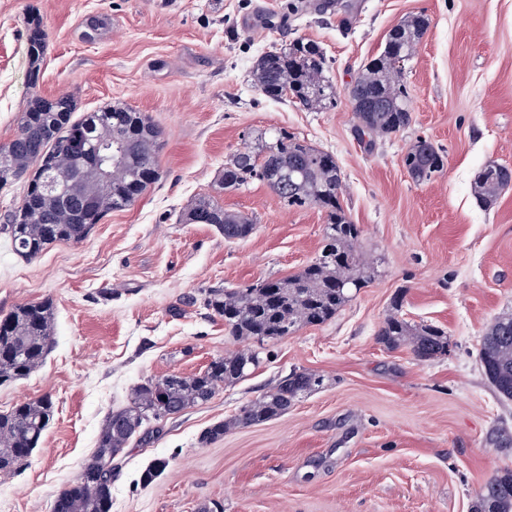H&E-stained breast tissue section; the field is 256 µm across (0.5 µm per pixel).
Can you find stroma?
<instances>
[{"instance_id":"35a3bbf8","label":"stroma","mask_w":512,"mask_h":512,"mask_svg":"<svg viewBox=\"0 0 512 512\" xmlns=\"http://www.w3.org/2000/svg\"><path fill=\"white\" fill-rule=\"evenodd\" d=\"M0 0V144L17 131L31 91L72 95L79 112L125 104L162 132L157 181L108 213L79 243L16 256L0 236V316L50 301L54 346L27 378L0 386V412L52 396L54 418L29 461L0 473V512H52L79 476L112 409L133 386L190 376L247 347L261 362L205 404L132 441L112 484V512H471L481 485L512 466V401L497 398L478 361L486 326L512 313V188L486 207L472 183L487 163L512 168V0ZM428 27L403 66L412 123L365 149L347 87L410 16ZM47 33L30 87L26 22ZM105 18L93 40L88 17ZM302 37L318 43L336 106L309 111L255 88L258 56ZM284 128L330 152L340 203L380 275L334 318L256 345L230 336L203 304L208 289L297 273L319 253L324 211L284 206L266 184L220 187L225 162ZM424 138L445 168L412 179L407 148ZM202 197L253 219L226 242L177 217ZM448 336V355L418 360L378 331L392 311ZM323 378L288 413L200 445L290 371ZM170 464L151 484L155 458Z\"/></svg>"}]
</instances>
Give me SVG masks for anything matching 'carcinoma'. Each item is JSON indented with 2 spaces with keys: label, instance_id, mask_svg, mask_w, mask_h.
<instances>
[{
  "label": "carcinoma",
  "instance_id": "1",
  "mask_svg": "<svg viewBox=\"0 0 512 512\" xmlns=\"http://www.w3.org/2000/svg\"><path fill=\"white\" fill-rule=\"evenodd\" d=\"M48 34L40 19L27 21L26 41L30 61L29 81L40 80L41 61ZM417 43L395 56L391 45L370 61L355 77L356 90L383 89L384 102L362 112L354 109L358 137L369 146L410 125L409 92L402 79L401 58L411 57ZM326 57L315 42L297 38L263 53L252 70L255 88L273 100H291L307 110L327 109L336 104V89L325 79ZM74 100L63 95L53 100L33 92L18 115L17 133L0 146L8 152V166L0 183L29 176L19 204L0 217V233L11 251L27 260L57 242L78 243L87 238L94 224L109 212L133 205L158 178V153L162 132L149 116L123 105H107L109 114L99 126L94 146L112 156L126 176L103 189L85 178L81 165L61 160L68 155L84 118H74ZM404 165L417 182L431 180L445 167L443 151L432 144H414L404 156ZM72 181L77 189L70 205H60L39 194L40 180L49 168ZM488 163L473 182L475 198L492 205L509 186ZM293 173V183L281 187L268 183L285 205L325 211L328 224L320 253L298 274L265 279L248 288H211L204 305L224 318L231 335L258 342L278 340L296 329L319 326L332 319L353 297L352 286L365 288L378 277V264L357 250L358 225L345 214L340 201V168L333 154L317 149L282 128L266 132L258 150L241 151L224 163L222 185L236 190L261 179V173ZM181 224H211L234 242L252 233L253 221L242 214L224 211L212 199L197 200L182 216ZM53 310L46 302L32 303L0 317V384L20 380L39 368L50 351ZM378 340L389 349L411 348L420 361L448 356V336L429 323L412 324L398 312L384 320ZM481 371L503 400L512 401V314L496 317L485 329L478 351ZM259 364V352L247 349L212 360L206 369L189 377L170 375L149 378L131 389L125 407L108 414L96 447L82 466L79 477L55 499L52 512H112V482L120 473L115 461L122 458L132 438L146 439L152 425L208 402L217 389L233 385L251 374ZM321 376L293 370L268 391L242 406L228 421L216 422L202 431L199 444L224 438L231 426H251L284 415L301 395L319 388ZM54 415L49 395L15 405L0 413V471L9 472L24 462L39 443ZM170 464L157 458L140 475L152 483ZM471 512H512V469L504 468L487 480L476 495Z\"/></svg>",
  "mask_w": 512,
  "mask_h": 512
}]
</instances>
